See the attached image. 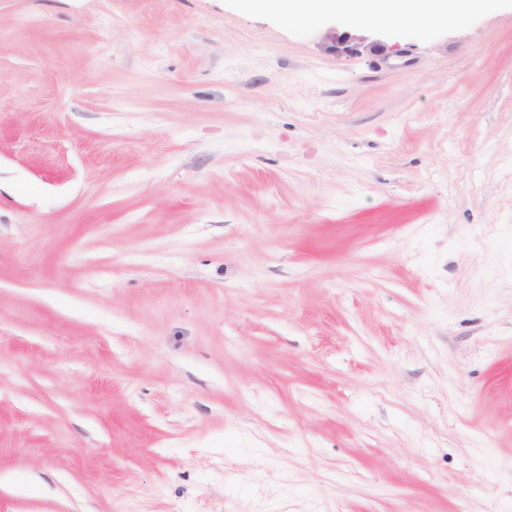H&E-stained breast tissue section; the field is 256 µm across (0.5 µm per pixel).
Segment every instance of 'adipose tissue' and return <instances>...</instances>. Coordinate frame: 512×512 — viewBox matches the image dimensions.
Masks as SVG:
<instances>
[{
    "label": "adipose tissue",
    "instance_id": "adipose-tissue-1",
    "mask_svg": "<svg viewBox=\"0 0 512 512\" xmlns=\"http://www.w3.org/2000/svg\"><path fill=\"white\" fill-rule=\"evenodd\" d=\"M242 9L279 15L300 26H313L330 14L345 25L393 23L430 31L447 23H463L472 13L497 8V0H239Z\"/></svg>",
    "mask_w": 512,
    "mask_h": 512
}]
</instances>
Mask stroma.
Returning <instances> with one entry per match:
<instances>
[{"instance_id":"35a3bbf8","label":"stroma","mask_w":512,"mask_h":512,"mask_svg":"<svg viewBox=\"0 0 512 512\" xmlns=\"http://www.w3.org/2000/svg\"><path fill=\"white\" fill-rule=\"evenodd\" d=\"M330 30L0 0V512H512V7Z\"/></svg>"}]
</instances>
